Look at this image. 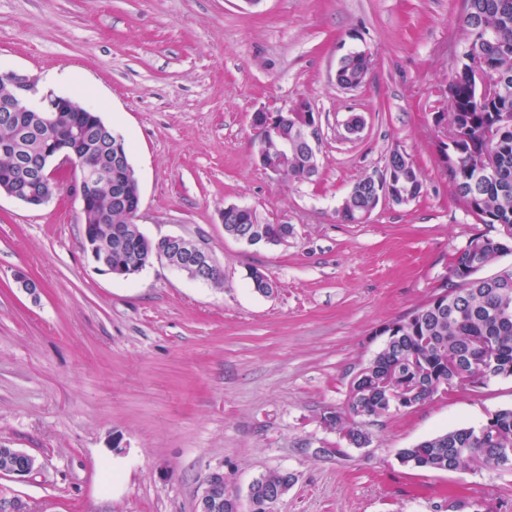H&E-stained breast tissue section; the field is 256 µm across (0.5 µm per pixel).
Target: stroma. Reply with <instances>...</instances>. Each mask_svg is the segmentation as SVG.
<instances>
[{
    "mask_svg": "<svg viewBox=\"0 0 512 512\" xmlns=\"http://www.w3.org/2000/svg\"><path fill=\"white\" fill-rule=\"evenodd\" d=\"M461 0H0V71L76 98L90 89L126 139L148 238L204 240L214 287L153 262L112 276L83 248L81 201L65 189L33 208L0 196V444L35 457L0 474L29 512H196L213 471L248 512V487L287 471L275 512H512V470L432 473L397 451L512 406V377L480 394L438 393L366 419L355 448L324 422L346 412L378 329L423 305L451 254L496 237L454 196L437 159ZM352 51L364 84L337 86ZM307 99L319 175L265 173L251 117ZM364 119L344 136L351 115ZM407 154L424 184L363 223L336 209L354 183ZM287 224L288 242L225 235L226 206ZM265 273L257 293L248 268ZM25 272L40 289L18 287Z\"/></svg>",
    "mask_w": 512,
    "mask_h": 512,
    "instance_id": "stroma-1",
    "label": "stroma"
}]
</instances>
